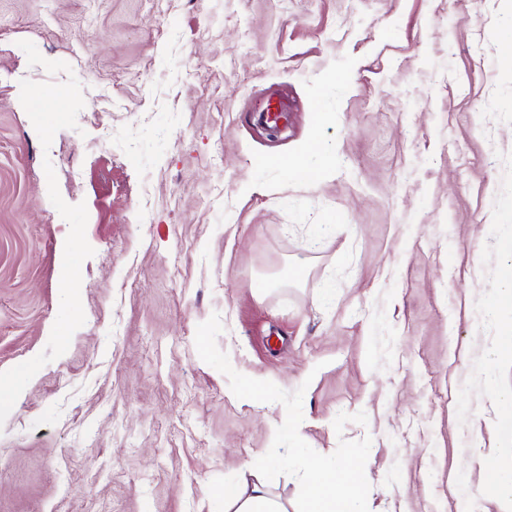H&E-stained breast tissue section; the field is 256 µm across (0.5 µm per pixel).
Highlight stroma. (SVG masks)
<instances>
[{
  "mask_svg": "<svg viewBox=\"0 0 512 512\" xmlns=\"http://www.w3.org/2000/svg\"><path fill=\"white\" fill-rule=\"evenodd\" d=\"M509 28L512 0H0V373L33 368L0 512H224L286 411L201 360L215 313L314 450L371 437L376 512H498L471 449L512 463L482 404L512 361L470 376L512 333ZM313 142L319 182L281 165Z\"/></svg>",
  "mask_w": 512,
  "mask_h": 512,
  "instance_id": "1",
  "label": "stroma"
}]
</instances>
